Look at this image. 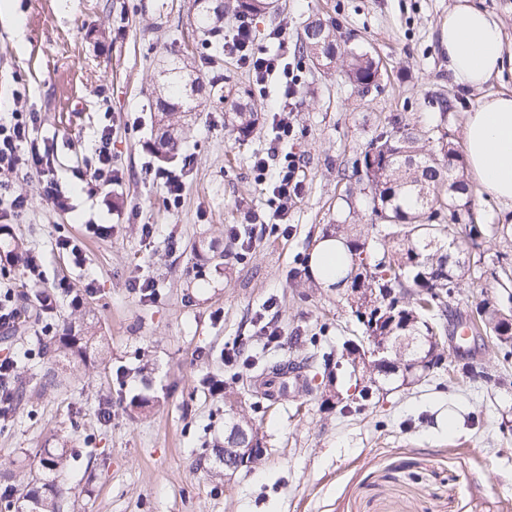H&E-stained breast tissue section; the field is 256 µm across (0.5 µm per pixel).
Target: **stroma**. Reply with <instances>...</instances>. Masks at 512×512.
Here are the masks:
<instances>
[{
  "label": "stroma",
  "instance_id": "1",
  "mask_svg": "<svg viewBox=\"0 0 512 512\" xmlns=\"http://www.w3.org/2000/svg\"><path fill=\"white\" fill-rule=\"evenodd\" d=\"M23 19H0V116L37 113L31 138L53 152L54 178L69 199L55 207L32 170L0 171V182L28 197L9 220L12 234L42 262V281L25 283L0 260V289L15 293L21 317L0 333L22 372L14 378L25 399L0 417V488L13 483L51 431L71 436L65 486L84 512H512V358L469 335L458 337L484 298L512 307V243L495 229L512 211L476 198L473 223L482 225L480 265L456 289L455 314L442 362L409 385L394 380L357 400L351 411L324 403L325 386L353 391L347 369L307 372L309 386L287 399L254 405L252 386L264 362L300 360V339L315 336L339 360L361 327L346 288H296L293 278L322 231L360 216L370 203L351 192L346 175L367 142L393 113L417 126L444 124L461 143L467 112L483 93L512 92L504 69L484 90H464L448 71L438 28L454 0H274L253 17L255 44L281 55L298 82L286 107L293 133L281 150L299 160L302 190L275 220L279 206L253 166L272 145L280 105L279 76L256 81L237 57L208 56L191 21V0H12ZM336 24L347 45H362L381 62L378 87L361 96L340 69H325L298 52L314 19ZM282 28L281 40L269 39ZM187 55L193 73L212 84L168 170L185 191L171 205L153 150L152 89L173 51ZM249 97L261 114L254 133L236 141L227 129L233 104ZM447 108H440V99ZM112 132V165L123 175L108 188L93 176L102 128ZM109 226L107 235L90 232ZM152 225L144 237L143 225ZM239 226L252 245L226 259L223 272L195 243L225 245ZM77 244L74 265L59 240ZM135 280L157 286L156 298L132 291ZM56 289V320L70 318L73 297L93 310L108 354L90 379L74 380L37 356L44 320L38 287ZM270 314L280 342L259 333ZM250 365L230 358L232 347ZM235 379L253 417L263 455L250 468L222 473L213 446L223 438L229 406L202 383L208 374ZM147 393L159 404L147 416L126 418L130 399ZM110 419H101V409ZM456 432H448L449 420Z\"/></svg>",
  "mask_w": 512,
  "mask_h": 512
}]
</instances>
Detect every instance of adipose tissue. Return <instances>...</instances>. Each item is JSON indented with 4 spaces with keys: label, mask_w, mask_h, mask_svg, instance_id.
<instances>
[{
    "label": "adipose tissue",
    "mask_w": 512,
    "mask_h": 512,
    "mask_svg": "<svg viewBox=\"0 0 512 512\" xmlns=\"http://www.w3.org/2000/svg\"><path fill=\"white\" fill-rule=\"evenodd\" d=\"M448 70L463 86L482 88L504 67V35L498 21L474 0H456L440 30ZM468 170L486 198L512 208V93L485 96L468 112L463 129ZM342 244L321 239L309 256L310 271L323 286L337 282Z\"/></svg>",
    "instance_id": "adipose-tissue-1"
}]
</instances>
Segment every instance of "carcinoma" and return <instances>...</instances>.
I'll list each match as a JSON object with an SVG mask.
<instances>
[{"mask_svg": "<svg viewBox=\"0 0 512 512\" xmlns=\"http://www.w3.org/2000/svg\"><path fill=\"white\" fill-rule=\"evenodd\" d=\"M271 0H240L238 7L248 14L261 15L271 8ZM193 24L211 37L205 46L217 57L224 49V4L192 0ZM303 57L327 65L340 66L361 95L376 84L379 62L361 47L341 49L335 26L313 21L304 29L298 47ZM170 80L158 87V112L154 113L161 157L174 158L179 144L192 130L190 115L199 101L188 94L187 84L203 90L198 79L187 81L181 68H171ZM259 113L250 104L240 103L229 115L231 132L245 140L259 123ZM367 180L372 209L378 221L383 254L371 260L364 227L360 224H335L323 235L343 241L346 272L339 282L350 291L351 311L362 326L363 338L393 341L410 336L414 342L407 356L422 363L424 375L438 367L442 359L441 339L448 335V298L471 266L481 263L483 227L462 222L470 213L473 189L465 177L463 156L438 125L423 131L397 113L389 117L368 141L353 165V174ZM477 328L490 334L498 348L512 346V309H504L490 299L477 307ZM40 355L52 365H66L84 375L92 363L105 358L103 336L96 324L80 314L53 328L44 338ZM360 344L346 348L350 374L365 378L368 384L359 391L364 398L376 383L375 373L390 375L394 370L376 366L365 359ZM252 424L247 410L232 413L224 444L235 443L239 425ZM33 469L21 475L18 486L30 479L42 481V491L14 495L11 489L0 493L11 512H76L80 504L56 483L69 463L68 435L55 432L47 446L37 453Z\"/></svg>", "mask_w": 512, "mask_h": 512, "instance_id": "carcinoma-1", "label": "carcinoma"}]
</instances>
